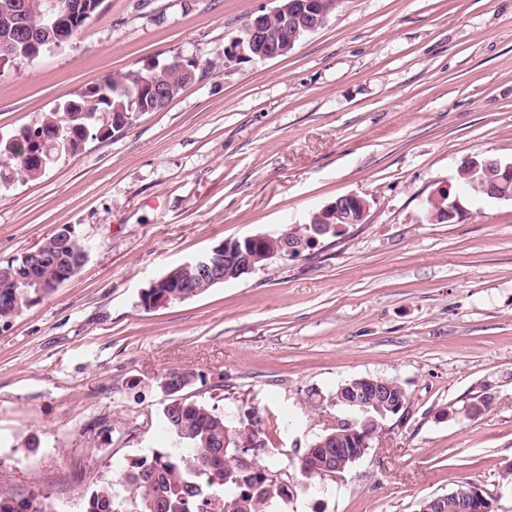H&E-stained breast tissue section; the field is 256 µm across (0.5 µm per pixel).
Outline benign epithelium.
Instances as JSON below:
<instances>
[{
	"instance_id": "1",
	"label": "benign epithelium",
	"mask_w": 512,
	"mask_h": 512,
	"mask_svg": "<svg viewBox=\"0 0 512 512\" xmlns=\"http://www.w3.org/2000/svg\"><path fill=\"white\" fill-rule=\"evenodd\" d=\"M57 2L52 0L45 16L43 31L37 36L23 39L22 45L26 54L37 57L41 53L58 49L69 39V26L65 21L67 15L80 13L82 16L94 14L102 5L101 0H70L63 8H56ZM330 11V4L325 0H280V5L269 13L258 14L249 18L242 29V35L235 37L227 57L273 59L287 54L296 44L299 36L305 32H314L325 25ZM276 16L286 27L283 35L274 34L268 26V18ZM38 151L32 154V161L44 165L39 150L47 144L70 155L65 141H59L58 136L41 134L34 137ZM473 175L472 188L486 193L491 198L512 199L508 186L512 185V162L489 160L482 164L472 163L468 168ZM452 185L440 184L428 198L427 217L432 222L451 221L458 213L456 201L449 200ZM448 206H443V202ZM368 213L367 201L354 194L344 195L333 203H329L317 212L316 219L320 223L313 225V233L298 244H288L287 235H282L274 243L270 256L291 255L302 250L305 246L318 241V237L326 234H336L339 229L349 224L364 223ZM386 382L380 379L357 378L340 387L338 398L347 404L344 416L336 417V425L348 424L355 428L349 440L350 447L336 449V462L328 477L334 478L342 473L347 464L361 459L369 450L370 442L378 436L381 422L371 415V406L384 403L386 408L396 414L403 404L391 402L385 392ZM495 512L494 497L480 486L472 485L468 497L450 500L446 496L424 500L418 512Z\"/></svg>"
}]
</instances>
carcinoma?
Returning a JSON list of instances; mask_svg holds the SVG:
<instances>
[{
	"mask_svg": "<svg viewBox=\"0 0 512 512\" xmlns=\"http://www.w3.org/2000/svg\"><path fill=\"white\" fill-rule=\"evenodd\" d=\"M26 8L16 12L13 0H0V40L18 41L19 28L34 29L44 23L47 0H23ZM191 66L187 59L173 60L169 66L157 69L153 77L179 90L185 86L182 66ZM141 74L137 71H117L103 76L93 85L94 105L85 112L53 110L35 126H23L13 133L12 143L0 141V170L8 166L15 174L37 180L52 166L40 170L28 162L33 151L31 136L44 132L52 135L66 132L78 139L87 127L106 135L122 128V113L138 108L157 112L164 105L152 101L145 106ZM43 248L40 265L34 274L46 283L59 287L70 280L66 273L79 270L86 258L84 243L75 235L60 242L52 236L39 244ZM21 258L0 265V319L12 318L39 301L36 293L19 288L13 281ZM211 288L198 276L194 266L183 264L169 270L140 294V304L149 309L165 296L180 300L198 296ZM164 424L171 435L170 444L151 456L133 458L119 466L115 477L97 485L85 497L82 512H277L288 492L267 479V473L280 470L269 462L272 454L256 445V434L262 415L253 412L247 423L235 425L224 411L202 401H189L173 393L163 409ZM246 448L255 456L254 466L240 470L233 453ZM289 466L307 478H321L327 469L321 458L310 466L295 461ZM229 491L220 496L217 490ZM0 512H52L51 505L35 497L15 495L0 490Z\"/></svg>",
	"mask_w": 512,
	"mask_h": 512,
	"instance_id": "carcinoma-1",
	"label": "carcinoma"
}]
</instances>
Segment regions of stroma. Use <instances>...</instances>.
I'll return each mask as SVG.
<instances>
[{
    "label": "stroma",
    "mask_w": 512,
    "mask_h": 512,
    "mask_svg": "<svg viewBox=\"0 0 512 512\" xmlns=\"http://www.w3.org/2000/svg\"><path fill=\"white\" fill-rule=\"evenodd\" d=\"M278 0H104L60 49L0 69V134L103 75L178 56L213 67L160 112L0 193V264L70 227L82 268L0 322V489L81 512L126 459L165 448L183 397L262 416L270 446L330 430L343 381L407 401L326 481L291 471L278 512H417L472 482L512 512V200L427 198L462 161H512V0H339L275 59L224 56ZM355 194L364 223L191 299L143 289L225 240L275 235ZM489 400L481 413L463 408ZM452 185L450 183H441L428 198L427 203V217L432 222H444L451 221L455 218L458 213L456 200L448 202V198L451 197ZM448 204V207L442 205Z\"/></svg>",
    "instance_id": "35a3bbf8"
}]
</instances>
